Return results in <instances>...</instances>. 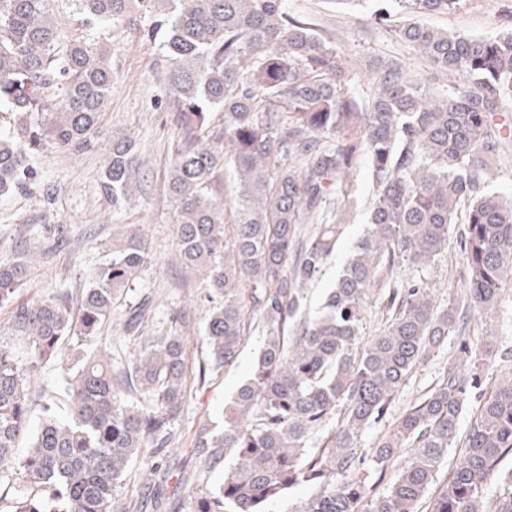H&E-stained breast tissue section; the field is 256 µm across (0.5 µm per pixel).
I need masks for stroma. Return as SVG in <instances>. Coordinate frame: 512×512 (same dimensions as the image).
Masks as SVG:
<instances>
[{
  "label": "stroma",
  "mask_w": 512,
  "mask_h": 512,
  "mask_svg": "<svg viewBox=\"0 0 512 512\" xmlns=\"http://www.w3.org/2000/svg\"><path fill=\"white\" fill-rule=\"evenodd\" d=\"M291 13L320 25L338 51L353 63H364L377 55L407 65L416 74L427 72L425 63L407 44L398 41L387 27L374 20L376 0H286ZM54 21L62 41L80 37L112 47V95L101 119L103 145L117 134L133 136L139 144L135 191L120 208L113 209L100 189L102 150L91 153L65 152L52 139H45L40 151L30 157L36 178L29 190L0 197V255H11L16 244L48 236L54 225L68 229L66 244L32 263L27 296H38L61 287L73 294L87 288L88 272L107 257L112 245L129 232L145 239L148 260L133 290L117 300L112 321L99 336V343L112 348L113 363H120L139 346V338L125 336L121 321L125 311L144 296L152 305L143 321L144 336H160L169 330V315L187 309L195 318L203 311L186 287L184 269L175 260L177 215L166 192L172 163V146L178 131L172 121L173 107L164 76L167 63L159 44L146 39L142 30L109 33L81 28L71 0H53ZM512 14V0H460L445 15H428L424 24L465 35L492 37L501 32ZM356 183L360 208L350 224L344 225L336 252L309 286L307 308L316 311L326 292L333 288L349 255L351 243L366 221L364 211L371 197V178L360 168ZM440 296L457 292L464 285L466 270L457 245H450L432 267L423 273ZM497 350L485 372V389L497 385L505 372H512V360L503 361L499 352L512 349V289L505 290L502 305L488 315ZM142 335V336H143ZM260 327H251L236 360L212 369L204 385L192 389L183 415L175 424L177 452L171 464L188 475V485L198 494L213 489L224 476L223 465L207 469L190 454V440L204 421L222 423L224 405L249 376L261 341ZM453 342L423 360L408 385L397 395L391 410L401 411L424 393L447 369Z\"/></svg>",
  "instance_id": "obj_1"
}]
</instances>
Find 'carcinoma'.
I'll return each mask as SVG.
<instances>
[{
  "mask_svg": "<svg viewBox=\"0 0 512 512\" xmlns=\"http://www.w3.org/2000/svg\"><path fill=\"white\" fill-rule=\"evenodd\" d=\"M52 0H0V112H49L58 148L99 143L112 91L110 51L84 40L59 49ZM85 27L121 31L151 19L161 39L178 140L168 190L177 212L176 258L194 275L205 308L210 362L189 369L186 310L121 365L108 351L62 353L68 341L96 339L116 299L147 261L144 238L112 247L89 288L74 298L53 288L20 301L31 247L0 258V307L25 340L24 356L0 344V495L11 512H161L159 485L187 476L170 466L174 423L189 383L238 356L258 317L262 343L252 373L224 409V424L204 422L193 440L212 467L232 455L220 484L187 499L189 512H267L297 487L311 490L298 512H512V378L485 394L492 342L471 334V314L496 310L512 282V197L485 190L512 138L503 113L512 102V28L492 38L448 33L420 18L447 14L459 0H385L375 20L404 17L390 29L427 62L422 78L402 65L368 60L362 88L328 39L288 11L285 0H73ZM224 118V146L210 135ZM41 133L21 121L0 127V196L25 190L28 156ZM138 157L136 140L112 137L100 179L121 205ZM367 165L371 207L336 287L318 313L304 314L306 284L335 252L346 214L357 207L352 176ZM233 185L231 199L215 180ZM233 211L231 229L224 207ZM315 229L302 242L299 225ZM468 271L465 296L436 306L421 271L447 250L455 225ZM393 282L385 328L362 344V313L381 277ZM149 302L128 311L123 329L140 332ZM453 337L468 368H450L438 385L397 416L372 448L360 445L381 421L417 364ZM53 362L64 375V413L31 376ZM139 396L128 402L125 394ZM40 423L31 429L34 407ZM470 425L459 454V420ZM334 427L325 429L330 420ZM29 445L18 453L21 438ZM406 461L390 481L387 468ZM137 461L154 494L116 503L117 486ZM448 468L443 482L438 474Z\"/></svg>",
  "mask_w": 512,
  "mask_h": 512,
  "instance_id": "obj_1",
  "label": "carcinoma"
}]
</instances>
